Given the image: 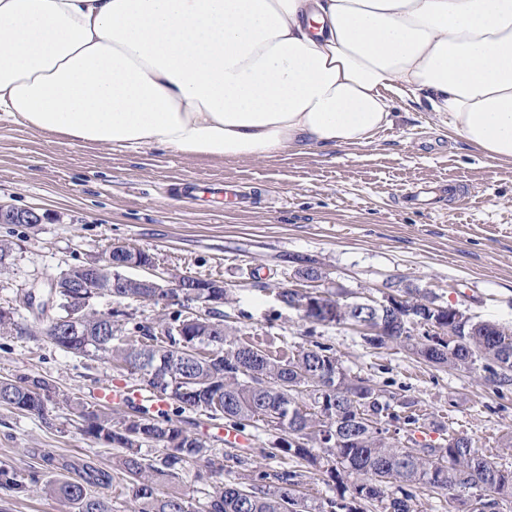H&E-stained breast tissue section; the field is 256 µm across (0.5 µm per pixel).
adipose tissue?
I'll list each match as a JSON object with an SVG mask.
<instances>
[{
  "label": "adipose tissue",
  "mask_w": 512,
  "mask_h": 512,
  "mask_svg": "<svg viewBox=\"0 0 512 512\" xmlns=\"http://www.w3.org/2000/svg\"><path fill=\"white\" fill-rule=\"evenodd\" d=\"M398 106L512 164V0H0V121L82 146H363Z\"/></svg>",
  "instance_id": "1"
}]
</instances>
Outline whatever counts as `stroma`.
<instances>
[{
	"mask_svg": "<svg viewBox=\"0 0 512 512\" xmlns=\"http://www.w3.org/2000/svg\"><path fill=\"white\" fill-rule=\"evenodd\" d=\"M232 179L251 192L241 207L226 199L218 209L185 197V180ZM443 186L428 208L404 203L417 183ZM32 209L41 224H0L13 253L0 269V310L15 327L0 336V380L39 375L59 389L44 414L0 405V466L19 480L59 472L43 456L93 461L111 469L118 451L88 437L74 402L95 404L97 390L120 382L127 370L96 357L75 356L37 333L23 303L33 286L123 245L149 255L139 277L167 283L171 276L223 282L227 294L191 313L235 327L242 343L285 359L321 342L344 367L378 388L418 401L422 430L442 443L445 425L474 438L486 454L512 467V385L486 382L481 369L455 370L424 363L410 351L370 345L363 330L305 321L278 296L280 288L317 289L354 300L417 288L476 321L512 326V164L501 165L457 139L427 112H397L392 126L366 146L292 150L261 159L207 160L149 149L140 154L70 144L0 121V205ZM320 269L309 284L300 272ZM118 307L117 335L136 327L160 329L176 306L126 299L97 301ZM184 428L213 455H238L234 476L281 469L262 458L270 438L251 428L248 447L225 446L223 431L194 411L179 414ZM0 512H68L57 498L0 488Z\"/></svg>",
	"mask_w": 512,
	"mask_h": 512,
	"instance_id": "obj_1",
	"label": "stroma"
}]
</instances>
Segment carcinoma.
<instances>
[{
    "label": "carcinoma",
    "instance_id": "obj_1",
    "mask_svg": "<svg viewBox=\"0 0 512 512\" xmlns=\"http://www.w3.org/2000/svg\"><path fill=\"white\" fill-rule=\"evenodd\" d=\"M143 296L156 304L178 297L175 288H117L116 300ZM58 315L42 333L74 355H94L139 376L141 384L167 397L177 409L202 412L210 419L245 429L261 422L274 437L262 449L265 459H290L325 470L338 493L323 501L296 494L297 473L282 469L258 478L243 475L216 482L206 493L202 512H364L369 503L380 512H415L416 487L428 496L448 494L456 500L464 489L483 492L492 505L512 496V469L504 468L468 435L448 425V443L407 448L403 434L421 428L422 415L414 401H403L350 374L329 345L316 342L286 360L274 359L244 345L232 329L203 317L173 316L156 334L140 330V339L119 336H68L62 321L75 313L94 328L107 321L88 300V290L57 289ZM473 334L455 351L435 341L437 335H397L393 343L424 361L450 368L471 369L482 360L489 382H512V328L489 329L472 323ZM58 396L55 386L39 376L23 375L0 381V403L19 411L42 414ZM307 397L310 404L299 403ZM372 411L384 424L379 430L362 426L357 417ZM84 432L121 449L112 463L124 482L133 512H197L184 495L169 491L190 462L204 461L210 471L225 470L224 460L210 454L206 443L172 418L149 417L141 410L116 427L112 413L76 403ZM324 432L335 433L333 447L321 446ZM151 443L159 455L149 459L141 447ZM112 484V473L90 461L79 476L43 487L70 512H112L109 500L95 488Z\"/></svg>",
    "mask_w": 512,
    "mask_h": 512
}]
</instances>
